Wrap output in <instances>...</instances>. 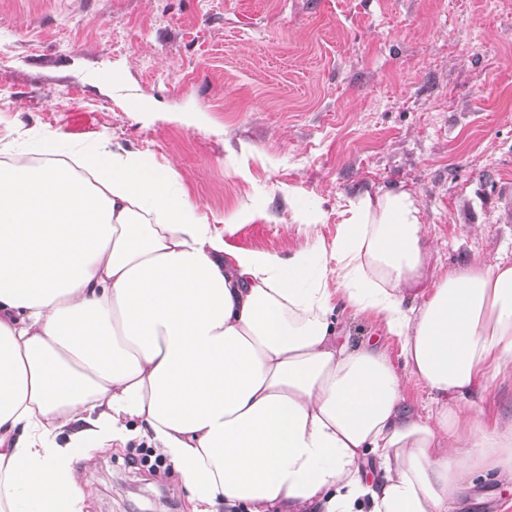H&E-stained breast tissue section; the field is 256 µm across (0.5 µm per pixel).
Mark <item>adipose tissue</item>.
<instances>
[{
	"instance_id": "obj_1",
	"label": "adipose tissue",
	"mask_w": 512,
	"mask_h": 512,
	"mask_svg": "<svg viewBox=\"0 0 512 512\" xmlns=\"http://www.w3.org/2000/svg\"><path fill=\"white\" fill-rule=\"evenodd\" d=\"M0 160V512H85L73 456L141 436L192 512H464L512 481V266L430 273L417 199L349 198L332 243L231 250L168 170L109 138ZM379 318L404 369L338 336ZM428 399L407 403L408 381ZM491 416L508 411L512 406V382L506 381L498 386L497 393L486 401Z\"/></svg>"
}]
</instances>
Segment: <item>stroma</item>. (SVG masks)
<instances>
[{
	"instance_id": "35a3bbf8",
	"label": "stroma",
	"mask_w": 512,
	"mask_h": 512,
	"mask_svg": "<svg viewBox=\"0 0 512 512\" xmlns=\"http://www.w3.org/2000/svg\"><path fill=\"white\" fill-rule=\"evenodd\" d=\"M42 130L148 155L215 228L250 213L237 250L304 246L299 196L332 242L348 198L399 185L437 273L512 264V0H0V145ZM336 328L402 366L375 316ZM145 445L74 458L89 512H190L174 470L129 467Z\"/></svg>"
}]
</instances>
